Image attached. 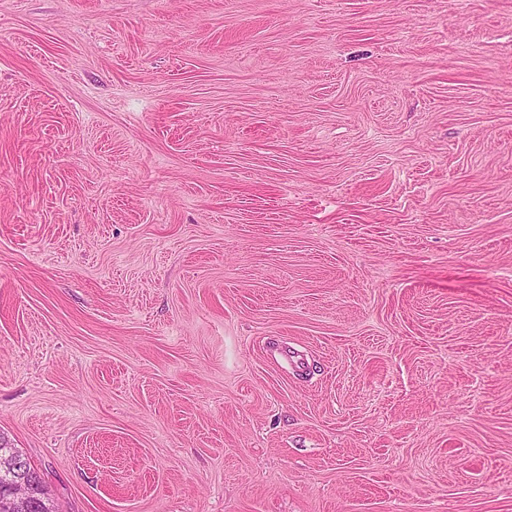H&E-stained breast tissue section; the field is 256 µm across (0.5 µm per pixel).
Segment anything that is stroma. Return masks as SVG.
Wrapping results in <instances>:
<instances>
[{"mask_svg": "<svg viewBox=\"0 0 512 512\" xmlns=\"http://www.w3.org/2000/svg\"><path fill=\"white\" fill-rule=\"evenodd\" d=\"M0 435L58 512H512V0H0Z\"/></svg>", "mask_w": 512, "mask_h": 512, "instance_id": "35a3bbf8", "label": "stroma"}]
</instances>
